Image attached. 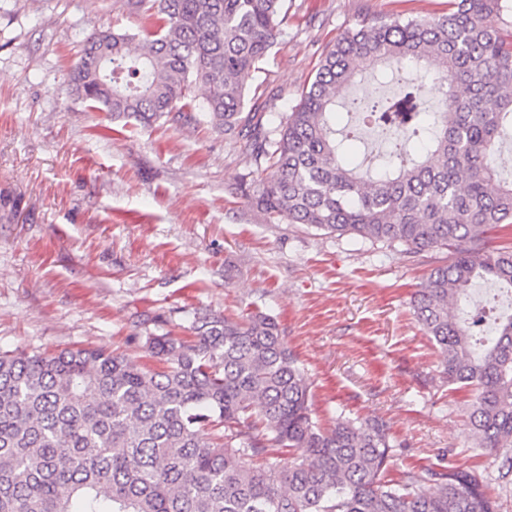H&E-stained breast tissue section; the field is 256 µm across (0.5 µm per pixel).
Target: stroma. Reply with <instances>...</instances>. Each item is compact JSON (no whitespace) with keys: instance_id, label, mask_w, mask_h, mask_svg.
<instances>
[{"instance_id":"obj_1","label":"stroma","mask_w":512,"mask_h":512,"mask_svg":"<svg viewBox=\"0 0 512 512\" xmlns=\"http://www.w3.org/2000/svg\"><path fill=\"white\" fill-rule=\"evenodd\" d=\"M286 35L251 81L287 111L326 48L366 15L432 16L448 0H286ZM152 29L126 0H0V347L118 350L160 362L147 334L189 313L273 316L309 377L312 418L386 422L390 478L422 466L481 476L512 512V475L468 436L469 392L441 378L410 298L442 249L330 235L272 219L242 191L250 170L208 122L144 129L71 91L96 29Z\"/></svg>"}]
</instances>
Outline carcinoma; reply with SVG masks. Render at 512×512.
<instances>
[{
    "label": "carcinoma",
    "instance_id": "obj_1",
    "mask_svg": "<svg viewBox=\"0 0 512 512\" xmlns=\"http://www.w3.org/2000/svg\"><path fill=\"white\" fill-rule=\"evenodd\" d=\"M148 45L86 37L77 97L150 127L193 112L224 129L257 173L252 199L274 219L410 253L448 250L412 300L443 378L469 388L478 447L512 472V313L493 323L473 287L512 296V178L493 161L512 133V0H448L431 17L367 16L322 52L286 112L245 111L253 74L285 34L284 0H136ZM400 69L393 97L345 92ZM448 86L426 152L395 148L372 169L345 158L336 111L422 137L428 69ZM205 96L192 97V88ZM191 339L146 337V369L103 346L53 354L0 348V512H496L476 476L426 467L384 480L387 425L312 420L311 383L262 311L194 313Z\"/></svg>",
    "mask_w": 512,
    "mask_h": 512
}]
</instances>
